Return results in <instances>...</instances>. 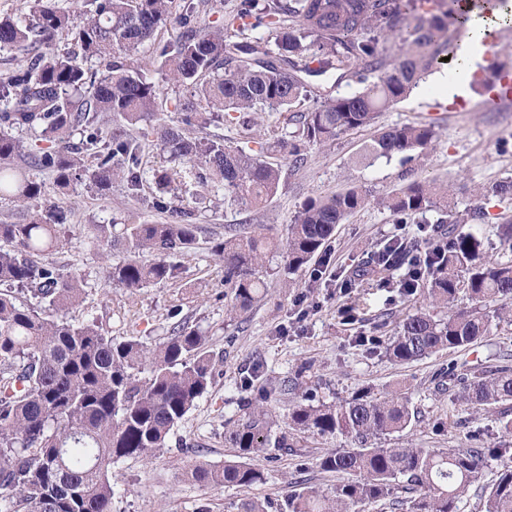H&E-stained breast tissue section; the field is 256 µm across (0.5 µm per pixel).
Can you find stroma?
<instances>
[{
    "mask_svg": "<svg viewBox=\"0 0 512 512\" xmlns=\"http://www.w3.org/2000/svg\"><path fill=\"white\" fill-rule=\"evenodd\" d=\"M423 85V91L412 92L380 112L374 126L342 133L332 142L308 149L300 166H293L287 151L275 153L282 183L267 206L244 210L225 203L223 187L205 189L189 178L178 184L175 196L197 214V244L190 253L175 256L179 267L175 282L133 294L108 284L106 271L121 254L94 246L91 228L130 218L167 221V214L156 211L152 201L158 193L155 173L175 165L169 154L151 148L143 188L136 195L117 182L106 192L85 186L62 196L50 170L29 157L16 159L19 175L40 183L45 200L60 201L69 213L63 245L52 259L63 271L85 278L86 294L71 310L73 319L91 320L107 335L138 336L152 345L171 336L174 327L189 325L206 332L219 361L220 376L174 429L168 448L148 461L130 457L113 465L112 478L120 491L112 499V512H239L247 500L276 507L291 493L335 484L336 473L322 471L319 461L337 443L319 438L308 439L306 448L296 454L269 449L267 456L256 460L266 480L250 489H214L187 475L196 462L220 465L234 458L236 451L225 442L224 432L238 412L237 388L243 378H253L255 387H268L300 368L307 387L328 402L347 398L364 386L378 392L409 387L419 421L393 434L392 444L444 450L512 447V435L501 428L499 410L452 400L438 391L435 380L451 364L480 368L511 356L512 322L501 321L487 339L465 349L404 365L370 354L365 345L367 338L395 335L404 318L427 304L426 286L401 293V271H391L385 283L371 274L358 281L351 278L395 235L415 243L422 240L417 222L398 230L393 214L377 205L378 197L414 181L448 185L459 202L482 208L484 216L474 226L487 255L512 259V251L504 249L499 239L500 224L512 219V195L481 194L484 186L512 181V102L455 112L452 98L433 91L431 79H424ZM403 124L433 126L436 138L410 159L395 155L358 162L363 144L379 130ZM293 129L287 114L275 112L253 127L216 121L206 133L254 149L288 137ZM353 185L366 191L371 202L337 225L328 246V274L312 280L319 264L311 262L289 286L270 280L260 302L227 317L224 269L211 251L212 244L223 238L225 225L262 224L281 235L306 200Z\"/></svg>",
    "mask_w": 512,
    "mask_h": 512,
    "instance_id": "stroma-1",
    "label": "stroma"
}]
</instances>
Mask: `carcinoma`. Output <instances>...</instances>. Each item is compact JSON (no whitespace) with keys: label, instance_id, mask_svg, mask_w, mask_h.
Segmentation results:
<instances>
[{"label":"carcinoma","instance_id":"carcinoma-1","mask_svg":"<svg viewBox=\"0 0 512 512\" xmlns=\"http://www.w3.org/2000/svg\"><path fill=\"white\" fill-rule=\"evenodd\" d=\"M460 0H241L224 12L219 29L193 23L196 6L176 0H84L77 23L52 0H34L22 19H0V51L30 50L27 65L0 82V198L27 204L42 196V185L18 177L12 160L26 152L12 132L38 133L47 147L34 155L55 173L67 194L86 183L100 191L120 181L132 192L143 183V145L125 128L150 122L158 107L155 76L135 59L139 47H155L157 74L187 92L175 108L182 126L157 122V145L170 157L185 158L179 172L154 174L165 188L176 175L201 187L220 184L224 197L245 208L261 206L278 193L282 170L269 160L288 147L293 161L311 146L346 131L368 127L383 109L406 98L423 77L455 55L456 30L468 13ZM171 23L179 35L162 44L158 32ZM273 41L249 37L259 27ZM399 41L403 57L387 67L384 48ZM67 42L71 48L58 50ZM95 58L91 70L83 60ZM339 61L355 92L322 101L300 115L291 138L257 152L221 139L189 137L188 126L204 129L215 120L257 123L260 112H289L312 98L309 77H321ZM110 117L115 128L101 135ZM431 126L388 128L363 148L360 160L412 154L434 140ZM95 163L85 165L86 158ZM369 197L353 186L310 199L287 225L286 237L260 225L226 227L212 252L224 262L225 314L251 307L267 278L288 281L321 255L337 224L364 207ZM377 203L396 223L435 212L436 240L428 288L432 307L453 303L465 290L470 306L439 316L420 309L407 316L397 334L371 342L396 364H409L443 350L463 349L489 336L512 303V260L482 254V240L459 232L458 201L449 190L414 182ZM153 206L170 213L161 223L95 226L99 247L119 250L123 259L107 272L115 288L138 292L178 277L170 256L190 252L197 239L194 210L158 198ZM67 212L51 202L26 224H0V512H112L116 484L112 464L124 457L151 458L167 447L173 429L214 382L217 367L207 337L182 326L149 346L130 336L117 338L93 323H73L69 310L85 295L84 277L39 263L60 248ZM279 253L282 263L270 264ZM152 259L144 260V255ZM409 250L387 245L368 264L376 275L407 264ZM24 289L30 299L21 300ZM302 371L254 398H239L238 418L225 441L237 458L222 466L198 462L190 475L212 488H250L265 481L251 460L270 448L299 447L308 437L336 439L341 448L324 455L321 469L342 478L329 489L288 496L286 512H360L358 507L413 492L407 512H460L458 503L488 459H501L500 473L483 500V512H512V448H471L464 453L429 448L385 447L382 441L416 422L408 393L379 395L363 387L342 401L325 402L302 391ZM442 377L456 400L493 406L512 400V364L504 359L487 370ZM288 396L287 430L272 428L268 401Z\"/></svg>","mask_w":512,"mask_h":512}]
</instances>
